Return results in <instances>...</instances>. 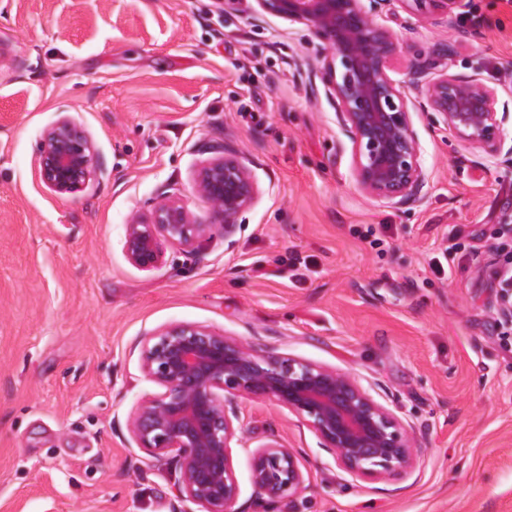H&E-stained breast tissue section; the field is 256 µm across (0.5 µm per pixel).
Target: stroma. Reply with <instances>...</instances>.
Returning a JSON list of instances; mask_svg holds the SVG:
<instances>
[{
    "label": "stroma",
    "instance_id": "obj_1",
    "mask_svg": "<svg viewBox=\"0 0 512 512\" xmlns=\"http://www.w3.org/2000/svg\"><path fill=\"white\" fill-rule=\"evenodd\" d=\"M380 21L399 40L394 78L425 62L481 79L512 113V0L451 19L391 0ZM325 55L311 27L235 0H0V512H185L171 457L128 427L159 392L141 350L174 324L351 374L419 450L408 471L353 474L302 417L225 394L243 431L238 512H512V315L496 279L512 271V153L486 155L419 111L420 198L371 197ZM64 114L95 157L61 195L38 159ZM224 142L259 190L229 236L194 187ZM164 193L208 231L192 249L161 241L144 269L126 226ZM275 443L305 483L272 499L252 456Z\"/></svg>",
    "mask_w": 512,
    "mask_h": 512
}]
</instances>
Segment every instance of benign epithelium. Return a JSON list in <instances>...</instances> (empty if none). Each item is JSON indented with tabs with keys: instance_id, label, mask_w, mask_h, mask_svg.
<instances>
[{
	"instance_id": "benign-epithelium-1",
	"label": "benign epithelium",
	"mask_w": 512,
	"mask_h": 512,
	"mask_svg": "<svg viewBox=\"0 0 512 512\" xmlns=\"http://www.w3.org/2000/svg\"><path fill=\"white\" fill-rule=\"evenodd\" d=\"M255 2L264 12L310 26L326 42V95L352 144L357 183L365 193L396 204L420 197L428 177L411 120L415 108L434 112L438 123L487 155L502 151V127L512 114L497 110L495 88L478 78L431 76L417 64L408 94L390 75L398 40L378 22L390 0ZM402 2L448 16L468 7L467 0ZM214 153L195 184L228 236L238 213L256 197L257 185L231 147L218 145ZM93 157L84 128L63 115L42 140L39 176L54 192L72 193L88 178ZM205 230L180 201L166 197L151 220L135 216L126 225V254L147 269L159 259L161 240L192 247ZM141 369L161 392L136 407L129 420L132 438L154 457L176 452L168 478L182 500L200 512H234L239 494L232 448L243 436L234 423L238 416L224 409L226 392L269 397L302 416L323 447L354 474L407 469L418 452L398 416L351 375L299 358L264 355L199 326L175 324L155 335L141 352ZM252 478L270 498L292 496L304 484L298 457L280 445L254 454Z\"/></svg>"
}]
</instances>
